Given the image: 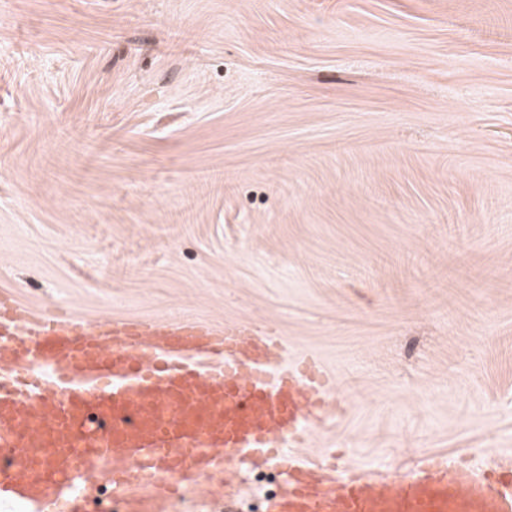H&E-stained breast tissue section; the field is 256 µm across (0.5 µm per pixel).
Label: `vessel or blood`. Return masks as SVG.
<instances>
[{
	"label": "vessel or blood",
	"instance_id": "1",
	"mask_svg": "<svg viewBox=\"0 0 512 512\" xmlns=\"http://www.w3.org/2000/svg\"><path fill=\"white\" fill-rule=\"evenodd\" d=\"M334 379L292 360L276 329L191 317L95 324L0 293V504L84 512L82 469L102 466L128 512L246 462L275 460L286 490L266 512H512V476L428 463L412 475H343L299 456L332 419ZM290 455H282L285 447Z\"/></svg>",
	"mask_w": 512,
	"mask_h": 512
}]
</instances>
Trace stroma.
I'll use <instances>...</instances> for the list:
<instances>
[{
    "instance_id": "1",
    "label": "stroma",
    "mask_w": 512,
    "mask_h": 512,
    "mask_svg": "<svg viewBox=\"0 0 512 512\" xmlns=\"http://www.w3.org/2000/svg\"><path fill=\"white\" fill-rule=\"evenodd\" d=\"M3 290L273 325L345 473L512 464V0H0Z\"/></svg>"
}]
</instances>
